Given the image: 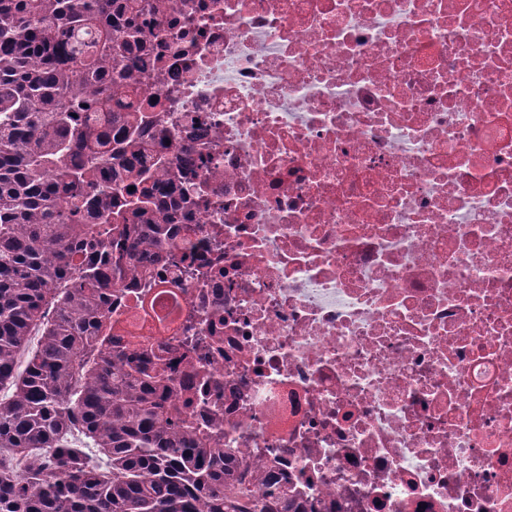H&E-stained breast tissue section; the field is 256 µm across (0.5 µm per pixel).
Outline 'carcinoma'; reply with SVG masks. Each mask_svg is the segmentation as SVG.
Returning a JSON list of instances; mask_svg holds the SVG:
<instances>
[{"label": "carcinoma", "mask_w": 512, "mask_h": 512, "mask_svg": "<svg viewBox=\"0 0 512 512\" xmlns=\"http://www.w3.org/2000/svg\"><path fill=\"white\" fill-rule=\"evenodd\" d=\"M144 10L0 0V512H299L98 345L106 291L174 223L169 159L121 102Z\"/></svg>", "instance_id": "obj_1"}]
</instances>
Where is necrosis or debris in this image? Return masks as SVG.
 I'll return each instance as SVG.
<instances>
[{
	"instance_id": "necrosis-or-debris-1",
	"label": "necrosis or debris",
	"mask_w": 512,
	"mask_h": 512,
	"mask_svg": "<svg viewBox=\"0 0 512 512\" xmlns=\"http://www.w3.org/2000/svg\"><path fill=\"white\" fill-rule=\"evenodd\" d=\"M136 74L206 200L108 348L300 512H512V0H174Z\"/></svg>"
}]
</instances>
